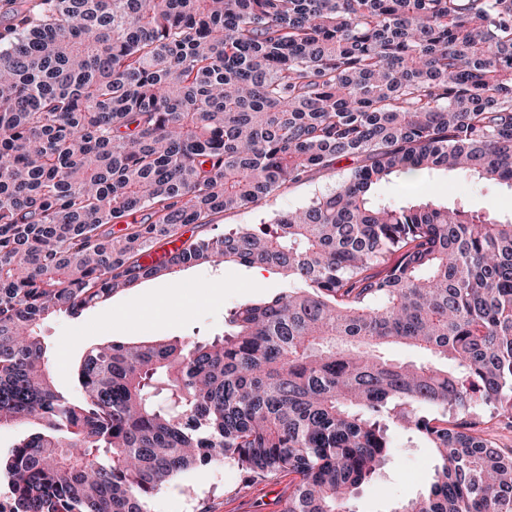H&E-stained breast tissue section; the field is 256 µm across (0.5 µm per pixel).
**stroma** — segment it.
Returning <instances> with one entry per match:
<instances>
[{"label": "stroma", "instance_id": "obj_1", "mask_svg": "<svg viewBox=\"0 0 512 512\" xmlns=\"http://www.w3.org/2000/svg\"><path fill=\"white\" fill-rule=\"evenodd\" d=\"M336 183L332 171L315 173L303 185L281 189L269 205L214 216L217 224H266L276 213L298 207L331 189ZM426 188L434 198L453 201L464 197L474 210L496 199L502 215H512V190L486 181L465 179L456 174L432 176ZM285 284L275 269L256 278L251 267L207 265L184 268L176 273L140 281L107 302L85 310L77 318H49L42 330L51 349L53 374L59 390L73 384V364L94 345L107 341H134L154 336L183 337L194 331L219 332L224 315L234 306L269 299ZM396 459L379 480L364 487L356 502L358 512H386L395 500L415 494L435 464L424 442L407 444L396 436ZM288 494V481L281 478L259 481L241 488L238 472L224 463L184 474L157 494L150 512H279Z\"/></svg>", "mask_w": 512, "mask_h": 512}]
</instances>
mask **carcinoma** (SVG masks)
Here are the masks:
<instances>
[{"label": "carcinoma", "instance_id": "obj_1", "mask_svg": "<svg viewBox=\"0 0 512 512\" xmlns=\"http://www.w3.org/2000/svg\"><path fill=\"white\" fill-rule=\"evenodd\" d=\"M2 18L0 427L32 432L0 456V512H149L216 461L288 478L280 512H357L393 430L436 464L389 512H512V448L482 428L512 429V218L374 198L412 173L512 189V0H0ZM317 170L336 186L273 223H212ZM216 258L285 287L207 338L98 344L55 386L46 319Z\"/></svg>", "mask_w": 512, "mask_h": 512}]
</instances>
